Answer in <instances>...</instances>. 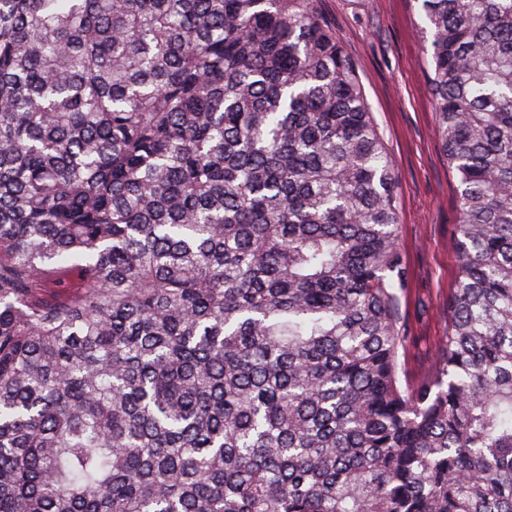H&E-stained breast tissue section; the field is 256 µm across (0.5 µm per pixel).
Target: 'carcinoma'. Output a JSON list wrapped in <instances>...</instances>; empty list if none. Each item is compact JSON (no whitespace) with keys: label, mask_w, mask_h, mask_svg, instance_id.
I'll list each match as a JSON object with an SVG mask.
<instances>
[{"label":"carcinoma","mask_w":512,"mask_h":512,"mask_svg":"<svg viewBox=\"0 0 512 512\" xmlns=\"http://www.w3.org/2000/svg\"><path fill=\"white\" fill-rule=\"evenodd\" d=\"M416 2L462 274L411 384L318 0H0V512H512V0Z\"/></svg>","instance_id":"1"}]
</instances>
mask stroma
I'll return each instance as SVG.
<instances>
[{
	"mask_svg": "<svg viewBox=\"0 0 512 512\" xmlns=\"http://www.w3.org/2000/svg\"><path fill=\"white\" fill-rule=\"evenodd\" d=\"M355 62L396 180L399 244L407 269L400 296L406 341L402 376L420 381L448 333V298L460 274L459 192L442 150L427 86V47L417 0H319Z\"/></svg>",
	"mask_w": 512,
	"mask_h": 512,
	"instance_id": "obj_1",
	"label": "stroma"
}]
</instances>
